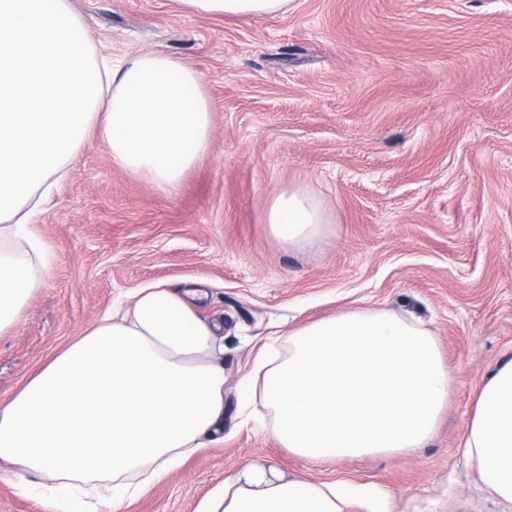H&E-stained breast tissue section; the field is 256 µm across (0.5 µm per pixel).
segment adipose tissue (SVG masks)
<instances>
[{
	"mask_svg": "<svg viewBox=\"0 0 512 512\" xmlns=\"http://www.w3.org/2000/svg\"><path fill=\"white\" fill-rule=\"evenodd\" d=\"M209 16L255 18L293 0H175ZM202 75L161 53L108 62L72 0H0V336L47 279L36 226L92 140L119 169L175 189L211 148ZM286 247L326 237L331 219L308 185L266 214ZM204 291L159 283L113 302L0 405V464L48 512H118L220 442L226 376L221 321L197 311ZM450 375L419 322L358 307L291 328L259 352L240 385L282 447L319 464L424 447L448 404ZM463 452L497 502L512 505V358L475 394ZM397 512L381 490L286 477L248 461L203 512Z\"/></svg>",
	"mask_w": 512,
	"mask_h": 512,
	"instance_id": "ef3b65f1",
	"label": "adipose tissue"
}]
</instances>
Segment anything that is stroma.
<instances>
[{
  "mask_svg": "<svg viewBox=\"0 0 512 512\" xmlns=\"http://www.w3.org/2000/svg\"><path fill=\"white\" fill-rule=\"evenodd\" d=\"M96 49L171 55L205 79L209 154L165 193L92 141L39 230L45 286L0 337V404L113 300L199 285L224 324V441L119 512H198L249 460L375 486L401 512H502L461 448L476 390L512 357V0H294L228 19L171 0H73ZM305 183L331 233L302 250L265 222ZM352 306L419 320L450 371L426 447L312 465L240 416L239 380L268 336Z\"/></svg>",
  "mask_w": 512,
  "mask_h": 512,
  "instance_id": "1",
  "label": "stroma"
}]
</instances>
